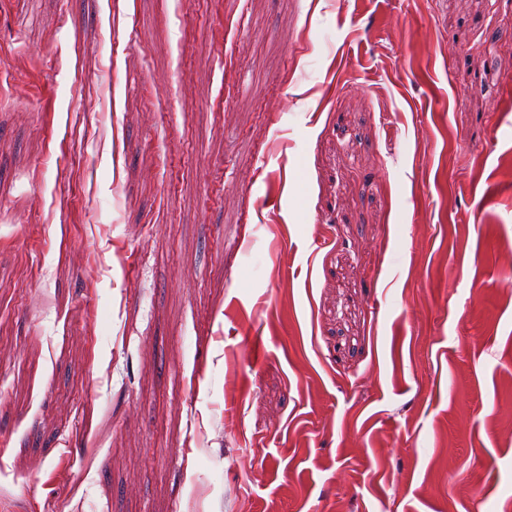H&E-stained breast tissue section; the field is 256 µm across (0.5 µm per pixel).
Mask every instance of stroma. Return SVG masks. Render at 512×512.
<instances>
[{"mask_svg": "<svg viewBox=\"0 0 512 512\" xmlns=\"http://www.w3.org/2000/svg\"><path fill=\"white\" fill-rule=\"evenodd\" d=\"M512 0H0V512H512Z\"/></svg>", "mask_w": 512, "mask_h": 512, "instance_id": "1", "label": "stroma"}]
</instances>
